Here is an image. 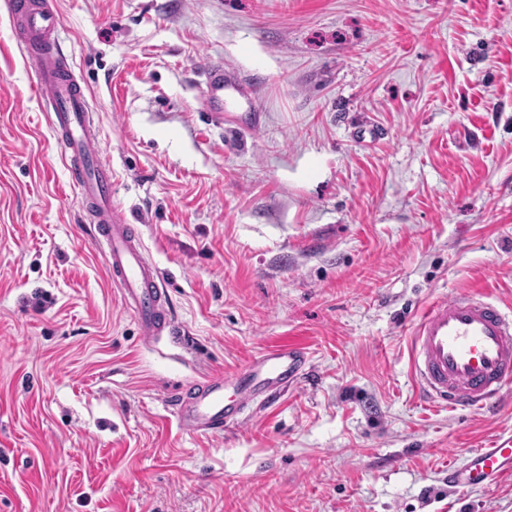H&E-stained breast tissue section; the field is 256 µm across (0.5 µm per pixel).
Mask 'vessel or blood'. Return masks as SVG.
Returning <instances> with one entry per match:
<instances>
[{"label":"vessel or blood","mask_w":512,"mask_h":512,"mask_svg":"<svg viewBox=\"0 0 512 512\" xmlns=\"http://www.w3.org/2000/svg\"><path fill=\"white\" fill-rule=\"evenodd\" d=\"M9 11L35 76L38 98L51 108V129L62 148L71 183L95 223L96 239L107 251L108 271L123 304L132 310L144 336L157 341L174 329L166 310L167 290L122 205L112 199V168L103 158L94 112L58 43L59 15L43 0H10ZM200 94L217 121H237L245 130L261 125L254 111V88L209 63ZM249 105L238 117L225 111V96ZM412 370L424 402L466 410L497 399L512 388V313L482 291L440 296L427 306L412 330ZM303 348L283 345L253 358L243 369L209 376L182 389L176 420L183 431L208 433L237 423L255 403L281 392L306 372ZM512 477V435L469 451L449 469L456 487L490 486Z\"/></svg>","instance_id":"obj_1"}]
</instances>
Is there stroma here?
Here are the masks:
<instances>
[{
  "instance_id": "1",
  "label": "stroma",
  "mask_w": 512,
  "mask_h": 512,
  "mask_svg": "<svg viewBox=\"0 0 512 512\" xmlns=\"http://www.w3.org/2000/svg\"><path fill=\"white\" fill-rule=\"evenodd\" d=\"M100 148L167 286L122 306L0 0V512H512L448 465L512 393L424 403L437 295L512 309V0H54ZM220 59L253 132L199 106ZM309 372L219 434L185 384L283 343Z\"/></svg>"
}]
</instances>
